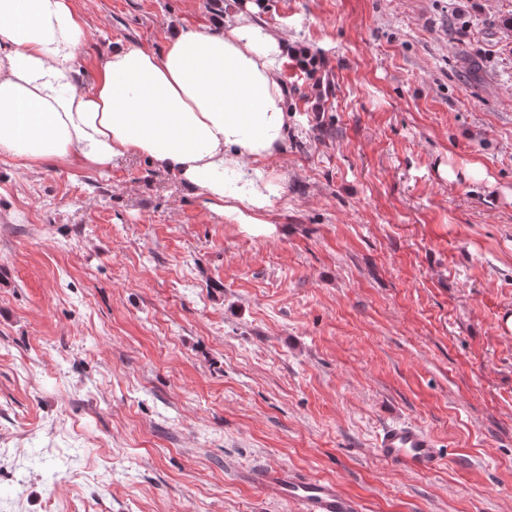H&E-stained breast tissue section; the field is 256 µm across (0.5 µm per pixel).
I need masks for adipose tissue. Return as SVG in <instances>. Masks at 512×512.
<instances>
[{"label":"adipose tissue","mask_w":512,"mask_h":512,"mask_svg":"<svg viewBox=\"0 0 512 512\" xmlns=\"http://www.w3.org/2000/svg\"><path fill=\"white\" fill-rule=\"evenodd\" d=\"M265 7L230 0L216 25L177 32L159 53L117 45L83 91L86 22L72 0H0V156H140L208 209L264 228L276 189L265 164L290 130L281 68L298 52L262 21Z\"/></svg>","instance_id":"obj_1"}]
</instances>
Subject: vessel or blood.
Returning a JSON list of instances; mask_svg holds the SVG:
<instances>
[{"instance_id": "obj_1", "label": "vessel or blood", "mask_w": 512, "mask_h": 512, "mask_svg": "<svg viewBox=\"0 0 512 512\" xmlns=\"http://www.w3.org/2000/svg\"><path fill=\"white\" fill-rule=\"evenodd\" d=\"M376 454L387 463L421 474L435 472L446 462L436 440L409 422L385 427L377 438ZM261 481L297 512H358L355 501L333 481L302 478L285 469L265 472Z\"/></svg>"}]
</instances>
